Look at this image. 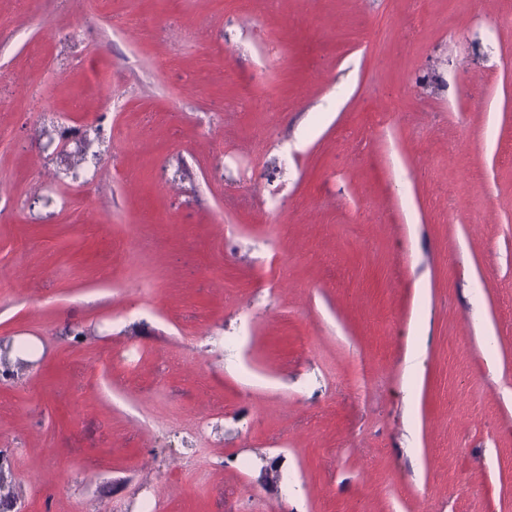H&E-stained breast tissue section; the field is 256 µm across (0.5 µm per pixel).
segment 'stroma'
Wrapping results in <instances>:
<instances>
[{"mask_svg": "<svg viewBox=\"0 0 512 512\" xmlns=\"http://www.w3.org/2000/svg\"><path fill=\"white\" fill-rule=\"evenodd\" d=\"M0 129V505L512 512V0H0ZM91 81L104 87L105 101L104 107L108 111L118 110L121 108L122 103L119 97H116L112 92V71H101L96 68H92L89 73Z\"/></svg>", "mask_w": 512, "mask_h": 512, "instance_id": "obj_1", "label": "stroma"}]
</instances>
